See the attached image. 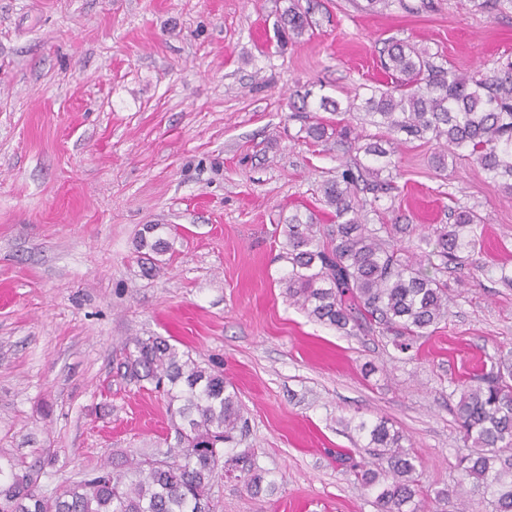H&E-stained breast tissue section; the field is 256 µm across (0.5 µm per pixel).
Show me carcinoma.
Returning a JSON list of instances; mask_svg holds the SVG:
<instances>
[{
  "label": "carcinoma",
  "instance_id": "cac0c4a2",
  "mask_svg": "<svg viewBox=\"0 0 512 512\" xmlns=\"http://www.w3.org/2000/svg\"><path fill=\"white\" fill-rule=\"evenodd\" d=\"M490 14L512 9V0H470ZM277 32L283 41L301 38L312 27L308 10L297 0L279 14ZM380 64L391 79L362 100L346 105L322 98L319 109L338 116L329 124L317 116L305 126L316 143L330 138L348 151L385 157L403 139L443 143L486 171L494 185L512 198V59L497 61L488 74L468 73L448 65L438 52L394 38L384 42ZM363 111L390 134L385 150L378 143L360 144L346 115ZM360 163L325 182L321 194L335 223L323 225L308 210L295 211L282 225L283 277L288 299L307 316L348 336L382 329L394 336L401 353L413 348L445 320L448 281L442 274L480 246L479 225L487 219L466 206L448 213L451 224L416 228L411 224L365 223L367 206L359 190L377 192L383 185L364 181ZM171 228L146 224L136 241L137 252L162 256L171 250ZM130 382H147L167 399L174 424L175 450L167 459L127 460L120 469L106 466L66 481L49 495L40 492L38 471L13 472L0 479V512H214L211 488L224 469V444L243 420L238 394L218 366H203L160 336L136 337L119 363ZM455 420L472 443L457 457L459 487L489 495L497 512H512V460L501 456L512 446V350L489 372L457 383ZM359 432L386 461L387 468L361 474L364 486L376 492L381 512H420L416 457L405 448V435L386 421H361ZM249 477L247 491L274 492L262 486L263 476L235 463Z\"/></svg>",
  "mask_w": 512,
  "mask_h": 512
}]
</instances>
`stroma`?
<instances>
[{"instance_id":"obj_1","label":"stroma","mask_w":512,"mask_h":512,"mask_svg":"<svg viewBox=\"0 0 512 512\" xmlns=\"http://www.w3.org/2000/svg\"><path fill=\"white\" fill-rule=\"evenodd\" d=\"M313 26L275 34L283 0H0V467L39 487L167 450V403L117 373L134 336L220 361L272 494L237 478L218 512H380L358 468L381 458L356 426L384 417L410 440L426 512H496L455 492L466 446L457 380L512 347V199L473 160L433 163L436 143L399 145L396 165L306 139L291 97L317 107L386 84L389 38L456 69L512 55V11L467 0H300ZM391 182L371 224H444L453 203L488 219L474 262L449 269L448 317L401 360L391 335L347 336L294 306L278 227L318 212L320 185L353 162ZM145 224L178 229L163 269L135 252ZM485 264L477 272L475 263Z\"/></svg>"}]
</instances>
